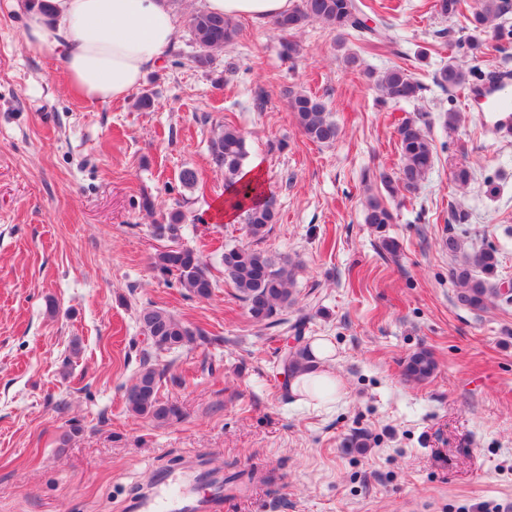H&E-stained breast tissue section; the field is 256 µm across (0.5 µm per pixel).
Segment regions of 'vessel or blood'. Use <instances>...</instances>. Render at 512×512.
Listing matches in <instances>:
<instances>
[{"label":"vessel or blood","instance_id":"vessel-or-blood-1","mask_svg":"<svg viewBox=\"0 0 512 512\" xmlns=\"http://www.w3.org/2000/svg\"><path fill=\"white\" fill-rule=\"evenodd\" d=\"M468 99L488 118L494 134L512 137V70H491L469 86ZM207 471L203 464L188 467L182 482L162 473L148 492L130 501L128 508L130 512H224L226 502L241 497L249 487L245 479L208 486Z\"/></svg>","mask_w":512,"mask_h":512}]
</instances>
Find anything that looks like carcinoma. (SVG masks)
Returning a JSON list of instances; mask_svg holds the SVG:
<instances>
[{"label": "carcinoma", "instance_id": "1", "mask_svg": "<svg viewBox=\"0 0 512 512\" xmlns=\"http://www.w3.org/2000/svg\"><path fill=\"white\" fill-rule=\"evenodd\" d=\"M463 0H434L436 12L446 18L464 15ZM505 0H481L478 10L466 20L472 34L468 51L477 52L486 44L493 22L504 12ZM364 0H300L288 12L273 19L274 28L289 35L310 21L342 36L353 35L367 46H374L387 39L390 24L380 20L371 27L367 24ZM187 24L196 46L189 56L190 65L207 70L213 63V53L230 45L239 33L235 21L216 16L206 10L192 13ZM467 73L462 65L448 63L439 70L435 82L444 89L458 88L466 83ZM374 89L381 102H400L415 99L423 90V84L411 72L401 66L387 69L374 79ZM288 110L309 141L331 144L338 136V127L327 111L326 104L318 97L291 92ZM395 137L400 150V164L392 172L382 171L377 179L391 195L415 193L434 164V153L427 130L416 117H406L395 127ZM247 156L243 133L232 123L220 126L210 140L211 165L224 172L227 197L224 203L243 214L247 234L255 241L262 240L275 222V200L264 194L258 186L242 180L244 160ZM184 214L171 212L165 222L153 225L155 235L170 239L172 245L156 253L151 261L157 276L175 279L192 296L207 299L212 296L215 283L211 279L198 250L178 243ZM394 214L382 198L370 195L365 203V223L382 230L393 223ZM466 231L448 232L445 246L455 260L451 278L460 305L469 309H483L488 301L501 295L496 281L499 265L498 250L492 244L480 248L466 246ZM224 278L229 280L243 302L250 318L277 332H293L301 338L307 324L303 315L288 322L285 312L295 304L292 287L296 263L289 257H275L250 244L224 248L222 254ZM142 331L151 348L158 351H175L190 344L208 346L220 343L221 338L210 336L199 327L192 328L180 319L157 307L141 309L138 317ZM289 375L293 376L308 368V353L295 346L285 348L279 358ZM437 369L433 354L421 349L405 362L403 375L409 381L430 379ZM165 369L150 362V352L142 351L140 369L135 380L123 393L127 411L144 417L157 425L177 422L182 410L173 403L160 399L158 391Z\"/></svg>", "mask_w": 512, "mask_h": 512}]
</instances>
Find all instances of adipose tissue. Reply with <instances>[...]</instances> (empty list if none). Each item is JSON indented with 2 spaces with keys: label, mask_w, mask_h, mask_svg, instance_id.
Listing matches in <instances>:
<instances>
[{
  "label": "adipose tissue",
  "mask_w": 512,
  "mask_h": 512,
  "mask_svg": "<svg viewBox=\"0 0 512 512\" xmlns=\"http://www.w3.org/2000/svg\"><path fill=\"white\" fill-rule=\"evenodd\" d=\"M33 7L22 31L34 52L62 53L70 87L89 103L126 98L146 71L159 65L175 42L177 16L168 0H49ZM208 11L262 24L287 12L292 0H205ZM310 366L293 376L291 392L324 402L342 394L327 366L333 347L318 337L308 348Z\"/></svg>",
  "instance_id": "ef3b65f1"
}]
</instances>
